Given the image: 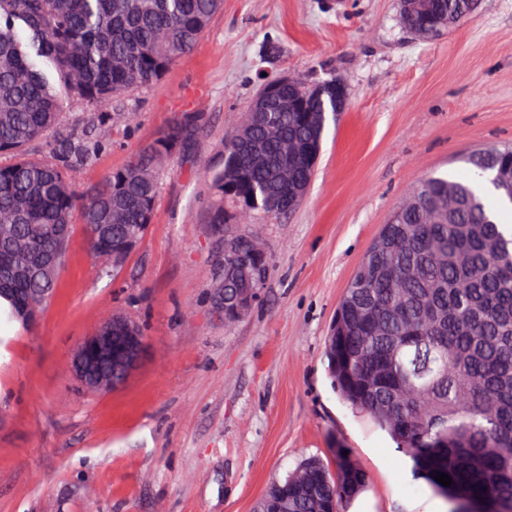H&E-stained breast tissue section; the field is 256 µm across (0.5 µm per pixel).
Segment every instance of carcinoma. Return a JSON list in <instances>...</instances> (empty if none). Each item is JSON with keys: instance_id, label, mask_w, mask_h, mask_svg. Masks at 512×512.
<instances>
[{"instance_id": "cac0c4a2", "label": "carcinoma", "mask_w": 512, "mask_h": 512, "mask_svg": "<svg viewBox=\"0 0 512 512\" xmlns=\"http://www.w3.org/2000/svg\"><path fill=\"white\" fill-rule=\"evenodd\" d=\"M414 6L443 27L475 14L473 0H424ZM224 0H0V325H35L53 298L57 277L38 273L47 254L61 267L73 225L82 226L96 259L138 241L152 222L158 166L199 148L205 124L186 112L127 167L78 191L76 169L101 140L52 138L64 100L95 110L112 125V100L148 87L191 51ZM284 95L296 109L246 114L224 138V168L211 177L219 198L210 223L229 226L239 212L295 210L310 184L311 116L335 111L331 93L291 77ZM52 140L56 162L27 148ZM498 201L512 204V147L468 156ZM475 186L427 177L395 209L340 299L326 343L334 387L353 409L387 431L417 475L450 506L512 512V231L491 217ZM105 225V232L96 225ZM234 238L224 255V309L245 283L267 277L270 257L259 241ZM336 470L308 459L274 482L257 512H344L367 475L344 449ZM447 474L452 485L434 479Z\"/></svg>"}]
</instances>
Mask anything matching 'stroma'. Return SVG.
I'll return each mask as SVG.
<instances>
[{
    "instance_id": "35a3bbf8",
    "label": "stroma",
    "mask_w": 512,
    "mask_h": 512,
    "mask_svg": "<svg viewBox=\"0 0 512 512\" xmlns=\"http://www.w3.org/2000/svg\"><path fill=\"white\" fill-rule=\"evenodd\" d=\"M400 0H224L157 84L117 96L132 123L102 131L80 186L123 169L184 112L205 119L194 153L158 171L152 224L102 274L74 227L55 295L32 327L0 329V512H254L302 460L348 448L369 512L436 496L391 436L346 405L324 356L345 287L391 212L428 176L512 145V0L420 38ZM347 89L328 116L316 174L293 212L233 230L273 269L253 308L224 320L211 298L223 248L209 174L264 79ZM131 316L144 356L121 387L87 392L71 371L94 324Z\"/></svg>"
}]
</instances>
